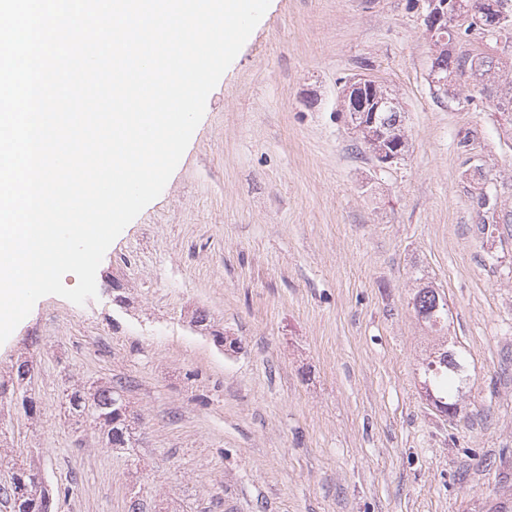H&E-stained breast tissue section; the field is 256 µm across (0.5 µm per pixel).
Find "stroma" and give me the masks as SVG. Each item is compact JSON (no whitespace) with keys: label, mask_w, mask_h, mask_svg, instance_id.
<instances>
[{"label":"stroma","mask_w":512,"mask_h":512,"mask_svg":"<svg viewBox=\"0 0 512 512\" xmlns=\"http://www.w3.org/2000/svg\"><path fill=\"white\" fill-rule=\"evenodd\" d=\"M424 12L271 0L97 299L42 297L0 344V487L23 462L50 512H512V89L437 92ZM359 74L399 101L398 163L340 110ZM419 273L445 330L414 309ZM452 341L469 377L449 418L422 367ZM102 386L132 447L66 410Z\"/></svg>","instance_id":"obj_1"}]
</instances>
